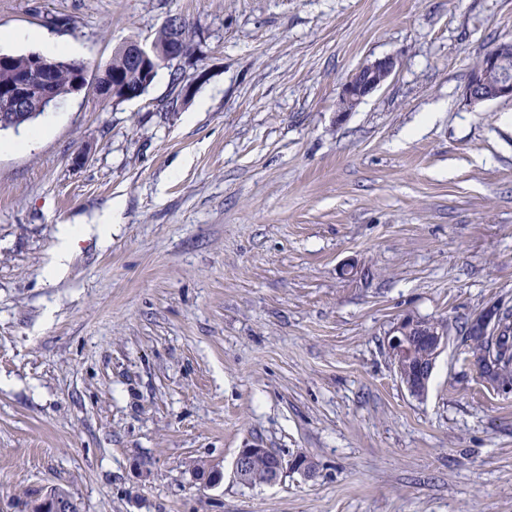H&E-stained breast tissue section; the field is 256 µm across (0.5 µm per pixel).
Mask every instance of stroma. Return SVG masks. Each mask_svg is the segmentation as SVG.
I'll return each instance as SVG.
<instances>
[{
    "label": "stroma",
    "instance_id": "stroma-1",
    "mask_svg": "<svg viewBox=\"0 0 512 512\" xmlns=\"http://www.w3.org/2000/svg\"><path fill=\"white\" fill-rule=\"evenodd\" d=\"M175 16L179 111L164 66L0 132V512L51 487L81 512H512V391L454 333L413 397L384 343L512 306V101L463 97L512 0H0V52L38 32L94 73ZM106 212L110 245L48 277L60 225ZM248 447L314 469L247 486ZM125 63V58L121 51H115L112 55L111 62L105 67V69L100 71L99 74L95 76L96 91L101 85L105 83H110L112 84V91L110 92L109 97H112L114 101H130L142 96L145 87L150 83L149 77L147 78V81L143 84H138L135 87H133L132 85L133 83L134 85L136 84L138 77L135 76L134 73H131V71L127 68ZM112 73H119L125 82L132 85L127 87L124 84H113ZM394 69L395 61L391 58L379 59L358 68L342 86L339 114L349 112L365 97L379 89Z\"/></svg>",
    "mask_w": 512,
    "mask_h": 512
}]
</instances>
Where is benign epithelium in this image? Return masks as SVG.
Here are the masks:
<instances>
[{
    "label": "benign epithelium",
    "instance_id": "7a95c632",
    "mask_svg": "<svg viewBox=\"0 0 512 512\" xmlns=\"http://www.w3.org/2000/svg\"><path fill=\"white\" fill-rule=\"evenodd\" d=\"M189 38L186 26L173 29L171 40L162 48L151 44H144L137 39L123 44L125 53L133 67L145 73L156 68L161 61H179L185 58V45ZM512 61V39L497 43L482 56L480 66L471 71L469 81L464 88L463 96L471 105L492 101L495 99H512V71L508 63ZM395 61L391 58L376 60L358 68L344 83L340 92L339 113L350 111L365 97L379 89L392 75ZM53 62L43 56L35 58L30 67L18 81L0 89V110L14 112L31 101L35 95L46 100L49 98L45 87L47 80L53 74ZM145 85L125 86L115 83L112 85L110 97L115 101H130L142 96ZM501 312L497 304L485 306L468 320L469 331L476 336H487L499 331ZM425 330L423 321L411 314L401 317L386 334V348L396 368H402L403 363L410 358L411 338ZM450 336L449 324H444L438 331H431L420 339L429 342L433 348L431 359L416 365L414 374L400 375L401 381L406 385L411 395L421 397L426 394L428 383L435 367V362ZM267 452L265 448L239 449L233 464L234 475L242 479L251 460ZM274 476L272 482L290 468L304 474L309 473L307 460L302 455H295L286 461L277 456L272 462Z\"/></svg>",
    "mask_w": 512,
    "mask_h": 512
}]
</instances>
